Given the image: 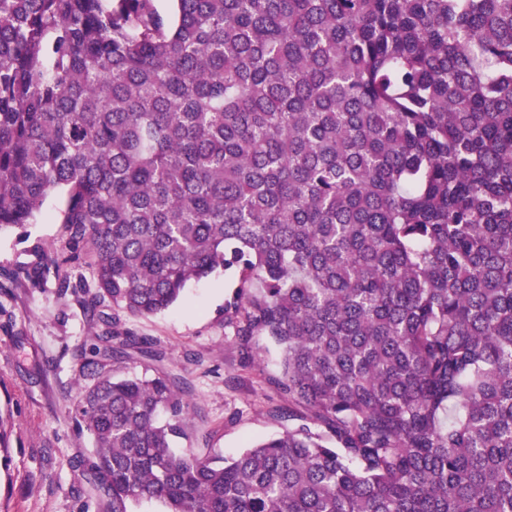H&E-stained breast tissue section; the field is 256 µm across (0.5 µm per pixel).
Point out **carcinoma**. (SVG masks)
Masks as SVG:
<instances>
[{"mask_svg": "<svg viewBox=\"0 0 512 512\" xmlns=\"http://www.w3.org/2000/svg\"><path fill=\"white\" fill-rule=\"evenodd\" d=\"M0 0V232L63 195L95 315L232 270L303 423L177 453L191 402L92 334L112 512H512V0ZM158 364L159 363L136 357L114 364L113 369L119 376L141 377L144 376L145 373L147 376L153 374V367Z\"/></svg>", "mask_w": 512, "mask_h": 512, "instance_id": "carcinoma-1", "label": "carcinoma"}]
</instances>
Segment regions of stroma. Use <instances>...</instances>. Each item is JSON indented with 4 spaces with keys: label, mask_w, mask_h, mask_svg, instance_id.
Here are the masks:
<instances>
[{
    "label": "stroma",
    "mask_w": 512,
    "mask_h": 512,
    "mask_svg": "<svg viewBox=\"0 0 512 512\" xmlns=\"http://www.w3.org/2000/svg\"><path fill=\"white\" fill-rule=\"evenodd\" d=\"M63 199L52 194L33 224L0 234V416L9 445L0 448V512H112V501L79 476L92 439L67 403L90 385L91 335L100 331L84 302L96 275L72 260L61 222ZM40 264L47 275L26 273ZM233 272L191 282L183 300L164 313L133 317L106 302L103 315L131 335L157 342L164 366L179 378L195 406L190 440L181 450L230 458L288 428V404L269 384L278 351L261 361L241 351L224 320Z\"/></svg>",
    "instance_id": "35a3bbf8"
}]
</instances>
